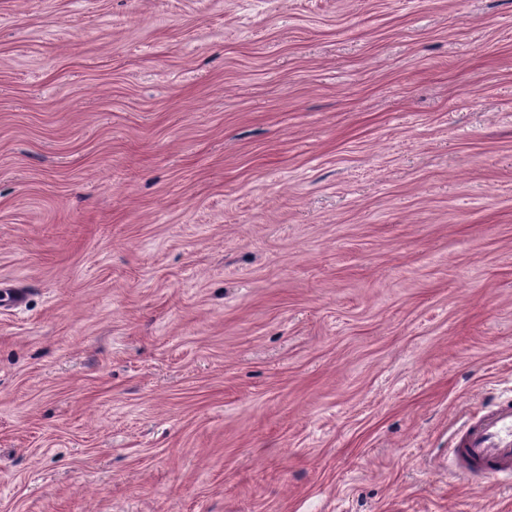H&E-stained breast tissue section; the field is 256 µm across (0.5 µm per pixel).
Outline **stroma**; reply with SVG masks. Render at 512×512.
<instances>
[{"label": "stroma", "instance_id": "stroma-1", "mask_svg": "<svg viewBox=\"0 0 512 512\" xmlns=\"http://www.w3.org/2000/svg\"><path fill=\"white\" fill-rule=\"evenodd\" d=\"M0 512H512V0H0ZM458 474L512 475V402L498 404L460 432L454 443Z\"/></svg>", "mask_w": 512, "mask_h": 512}]
</instances>
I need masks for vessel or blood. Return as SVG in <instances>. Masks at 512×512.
<instances>
[{
	"mask_svg": "<svg viewBox=\"0 0 512 512\" xmlns=\"http://www.w3.org/2000/svg\"><path fill=\"white\" fill-rule=\"evenodd\" d=\"M454 455L459 475H512V402L498 404L462 430Z\"/></svg>",
	"mask_w": 512,
	"mask_h": 512,
	"instance_id": "vessel-or-blood-1",
	"label": "vessel or blood"
}]
</instances>
